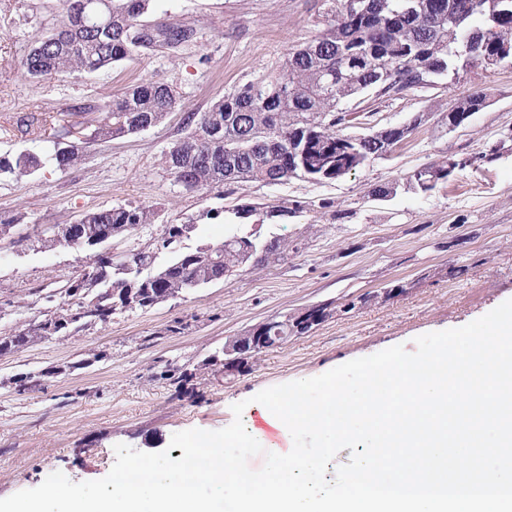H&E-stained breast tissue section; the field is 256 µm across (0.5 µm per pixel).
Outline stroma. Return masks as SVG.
Here are the masks:
<instances>
[{"label": "stroma", "mask_w": 512, "mask_h": 512, "mask_svg": "<svg viewBox=\"0 0 512 512\" xmlns=\"http://www.w3.org/2000/svg\"><path fill=\"white\" fill-rule=\"evenodd\" d=\"M57 0H0V154L41 151L44 139L21 134L14 119L56 116L79 104H105L150 79L169 83L178 106L157 126L107 143L86 144L75 166L0 179V337L61 304L87 265L84 252L48 246L54 229L124 204L157 210V223L114 237L113 252L154 246L163 225H203L184 239L195 249L224 238L236 212L251 208L246 229L277 235L288 248L147 311L126 310L69 336L35 338L0 355V499L39 486L62 471L74 482L105 477L123 443L168 451L174 433L220 430L245 402L256 419L261 390L321 375L351 360L418 336L464 326L512 299V60L492 70L398 97H366L365 132L413 124L385 158L332 182L297 177L282 184L219 185L190 192L163 157L187 135L188 115L206 111L246 82L278 74L288 54L324 26L337 0H155L151 20L194 25L196 42L162 49L94 73L33 81L22 61L41 37ZM488 104L448 131L441 113L472 91ZM458 166L424 192L416 170ZM395 186L372 199L373 189ZM297 212L266 224L265 209ZM407 284L385 295L388 285ZM369 296L350 312L349 300ZM339 307L312 332L263 353L248 373L228 379L217 362L225 341L270 319L318 305ZM40 376L18 393L15 381Z\"/></svg>", "instance_id": "35a3bbf8"}]
</instances>
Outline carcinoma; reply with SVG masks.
<instances>
[{
    "label": "carcinoma",
    "mask_w": 512,
    "mask_h": 512,
    "mask_svg": "<svg viewBox=\"0 0 512 512\" xmlns=\"http://www.w3.org/2000/svg\"><path fill=\"white\" fill-rule=\"evenodd\" d=\"M73 0H59L61 12L35 42L23 61L31 79L93 73L144 51L174 48V40L197 39L186 24L145 21L153 0H103L109 22L104 28L76 27L71 21ZM331 14L325 27L288 55L283 74L250 81L213 102L194 122V130L165 155L175 180L198 190L239 182L279 184L292 177L316 182L336 180L342 167L358 171L391 153L414 129H392L386 138L365 140L356 153L341 145L350 138L337 114L343 102L372 91L390 96L426 81L428 70L450 71L461 64L472 31L488 32L487 52L512 50V0H499L473 13L458 25L448 24V0H368L361 14L345 10L346 0ZM174 89L160 81L135 85L112 103L80 108L81 120L63 126L68 137L74 128L95 125L90 138L109 142L162 122L174 111ZM75 145L53 146L41 153L20 151L0 155V178H18L46 168L65 170L79 161ZM158 217L143 205L114 206L80 219L102 226L114 235L131 233ZM197 224L163 226L162 249L114 257L97 269L85 288L65 289L63 304L39 321L0 339V354L26 345L31 339L68 336L89 326L105 324L117 311L128 309L124 296L132 294L135 308L150 309L193 287H201L246 266H257L281 254L284 240L260 237L236 224L224 241L191 251L178 249L185 232ZM98 295L103 299L92 303ZM75 310L67 318L64 306Z\"/></svg>",
    "instance_id": "cac0c4a2"
}]
</instances>
